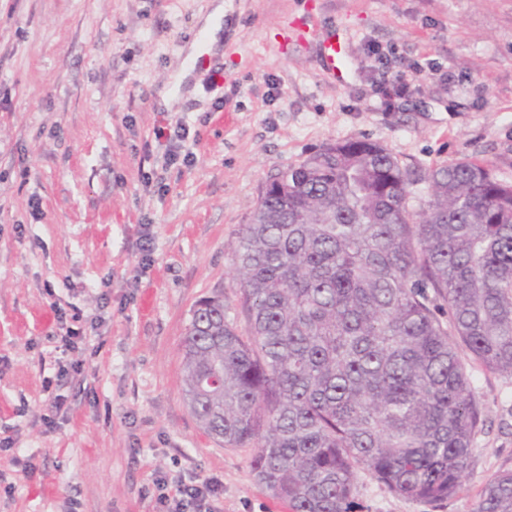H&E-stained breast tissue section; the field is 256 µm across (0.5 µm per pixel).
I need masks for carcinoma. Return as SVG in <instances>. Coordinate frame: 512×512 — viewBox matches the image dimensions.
<instances>
[{"mask_svg": "<svg viewBox=\"0 0 512 512\" xmlns=\"http://www.w3.org/2000/svg\"><path fill=\"white\" fill-rule=\"evenodd\" d=\"M421 179L431 200L411 211ZM236 259L246 331L215 295L184 341L202 428L256 449L291 512H353L361 468L404 498L453 497L485 424L458 346L512 376V184L487 162L421 177L378 143H329L262 186ZM474 512H512V469Z\"/></svg>", "mask_w": 512, "mask_h": 512, "instance_id": "cac0c4a2", "label": "carcinoma"}]
</instances>
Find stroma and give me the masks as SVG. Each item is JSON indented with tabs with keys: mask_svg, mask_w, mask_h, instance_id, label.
Returning <instances> with one entry per match:
<instances>
[{
	"mask_svg": "<svg viewBox=\"0 0 512 512\" xmlns=\"http://www.w3.org/2000/svg\"><path fill=\"white\" fill-rule=\"evenodd\" d=\"M211 4L0 0V512H160L157 481L178 478L212 482L219 512H289L183 392L195 303L223 295L246 326L235 250L261 187L351 138L421 175L466 158L512 182V0H224V46L194 69ZM304 19L346 33L345 83ZM375 47L431 60L412 97L384 103ZM179 121L189 166L155 136ZM468 370L486 423L456 495L403 498L362 469L357 512H474L512 469V377Z\"/></svg>",
	"mask_w": 512,
	"mask_h": 512,
	"instance_id": "35a3bbf8",
	"label": "stroma"
}]
</instances>
